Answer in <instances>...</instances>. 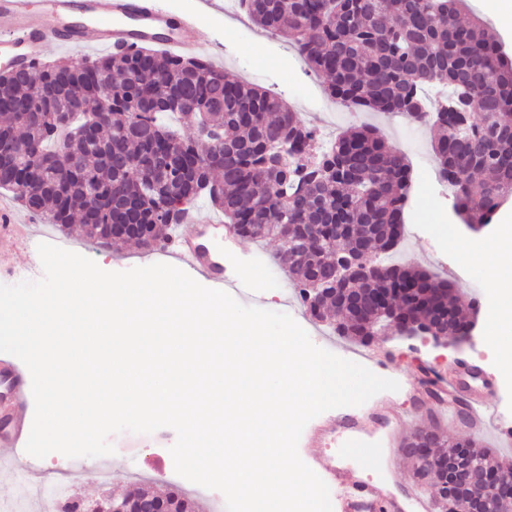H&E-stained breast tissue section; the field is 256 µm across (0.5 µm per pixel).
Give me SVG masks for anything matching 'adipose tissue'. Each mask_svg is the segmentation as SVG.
I'll list each match as a JSON object with an SVG mask.
<instances>
[{"label": "adipose tissue", "instance_id": "ef3b65f1", "mask_svg": "<svg viewBox=\"0 0 512 512\" xmlns=\"http://www.w3.org/2000/svg\"><path fill=\"white\" fill-rule=\"evenodd\" d=\"M450 247L463 264L480 263L491 285L485 310V338L497 354L504 378H512V215L501 218L493 233L479 247L451 239Z\"/></svg>", "mask_w": 512, "mask_h": 512}]
</instances>
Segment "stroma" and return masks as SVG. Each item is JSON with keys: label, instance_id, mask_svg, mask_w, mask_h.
<instances>
[{"label": "stroma", "instance_id": "obj_1", "mask_svg": "<svg viewBox=\"0 0 512 512\" xmlns=\"http://www.w3.org/2000/svg\"><path fill=\"white\" fill-rule=\"evenodd\" d=\"M223 2L225 7L220 11L205 9L202 0H166V5L172 13L197 27L206 47L205 56L213 65L234 78L283 97L305 124L317 129L321 141H330L350 128L368 126L377 129L391 146L403 152L410 166L411 188L419 200L408 203L406 208L405 221L412 225L413 233L399 243L400 259L457 285L463 299L476 304L469 312L474 324L473 336L483 335L490 285L477 266L465 270L456 267L452 249L444 244L445 239L461 233L476 245L482 235L465 232L452 215L451 199L432 181L437 169L433 152L436 130L426 125L416 126L398 114L353 109L335 112L326 103L310 101V89L323 86V76L312 70L287 39L252 25L239 0ZM44 230L52 244L89 255L106 271H124L164 260L159 252L143 250L129 241L103 245L90 240L79 223L65 230L48 224ZM210 241L216 251L223 253L225 270L246 264L255 275L237 293L239 302L291 315L315 345L336 355L355 349V342L336 336L327 324L313 320L301 306L288 276L273 272L272 257L279 248L277 240L233 238L214 230ZM42 275L39 256L29 254L20 237L10 239L0 251V283L13 285L40 279ZM372 347L388 359L382 377L396 380L400 385L397 391L373 396L372 404L393 401L405 409H416L415 402L426 389V373L452 375L464 359L488 373L487 385L480 388L483 397L494 402L502 412L512 413V387L502 380L497 361L486 348L458 345L436 349L421 340L396 335L377 337ZM109 441L115 448L110 456L72 459L52 453L37 460L36 465L50 483L68 485L70 495L85 501L141 492L160 495L176 489L197 505V512H216L217 503L223 498L220 491L203 488L176 474L170 453L176 441L173 429L164 427L150 434L124 431L111 435ZM344 464L352 476L369 475L376 482L388 484L396 493L411 479L412 462L399 447L393 449L390 465L378 470H365L357 455L345 457ZM28 502L33 505L32 512H57L58 500L45 487L21 477L11 484L0 485V512H14L16 507Z\"/></svg>", "mask_w": 512, "mask_h": 512}]
</instances>
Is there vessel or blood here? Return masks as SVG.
<instances>
[{"label": "vessel or blood", "instance_id": "obj_1", "mask_svg": "<svg viewBox=\"0 0 512 512\" xmlns=\"http://www.w3.org/2000/svg\"><path fill=\"white\" fill-rule=\"evenodd\" d=\"M42 6L51 24H30L35 6ZM82 49L93 45L111 51H128L152 46L166 51H192L202 43L196 30L174 16L164 0H0V57L7 65L37 70L50 45ZM195 232L182 230L170 238L171 254L191 272L223 286L224 271L206 247L197 243ZM26 373L11 367L0 370V383L14 395L17 408H24ZM477 376L462 371L448 383V395L435 401L438 419L466 421L469 433H495L512 444V423L502 420L496 410L477 394ZM467 400L469 412L461 414L460 400ZM416 422L415 415L399 414L390 407H362L340 415L314 432L310 443L328 447L337 438L363 439L381 425H388L387 444L398 447ZM325 480L335 489L342 512H402L401 504L384 507V489L375 483L352 477L341 459L329 457L322 463Z\"/></svg>", "mask_w": 512, "mask_h": 512}]
</instances>
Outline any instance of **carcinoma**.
<instances>
[{"mask_svg":"<svg viewBox=\"0 0 512 512\" xmlns=\"http://www.w3.org/2000/svg\"><path fill=\"white\" fill-rule=\"evenodd\" d=\"M252 22L293 42L325 75L326 91L358 109L401 112L425 120L440 135L439 172L449 179L466 169L479 181L456 189L454 213L474 232L490 224L512 197V58L485 24H462L463 0H241ZM47 61L34 73L0 71V137L21 146L24 162L0 151V189L31 212L66 228L74 219L100 239L111 224H141L132 239L156 251L167 230L181 224L195 201L209 198L237 234L274 238V261L293 279L310 316L341 312L339 336L363 345L393 319L416 321L431 311L436 326L466 336L454 285L430 272L390 262L392 247L375 225L404 224L410 181L405 157L377 130L353 128L321 147L318 162L303 163L314 132L279 97L200 56L170 55L151 47L92 58ZM151 69L154 78L140 72ZM480 89L473 116L475 148L464 152L448 131V105L430 109L419 89L459 83ZM105 109L96 129L59 143L66 117ZM498 115L481 124L480 113ZM177 115L199 136L183 138L162 118ZM362 250L373 264L338 292L316 298L314 281L336 253ZM364 301L358 316L344 299ZM430 455L457 457L481 480L512 470L471 436H436ZM422 487L442 476L419 461L412 473Z\"/></svg>","mask_w":512,"mask_h":512,"instance_id":"carcinoma-1","label":"carcinoma"}]
</instances>
